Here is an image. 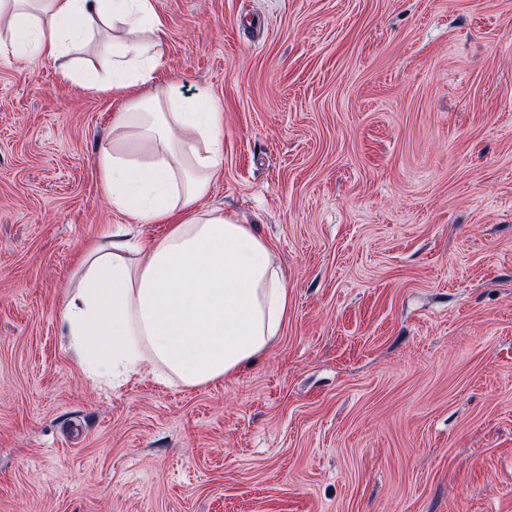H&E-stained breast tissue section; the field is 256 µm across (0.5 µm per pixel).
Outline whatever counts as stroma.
<instances>
[{
	"label": "stroma",
	"mask_w": 512,
	"mask_h": 512,
	"mask_svg": "<svg viewBox=\"0 0 512 512\" xmlns=\"http://www.w3.org/2000/svg\"><path fill=\"white\" fill-rule=\"evenodd\" d=\"M224 114L202 201L288 277L255 364L91 378L62 324L130 218L125 98L0 56V512H512V0H152Z\"/></svg>",
	"instance_id": "obj_1"
}]
</instances>
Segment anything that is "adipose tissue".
Here are the masks:
<instances>
[{
    "mask_svg": "<svg viewBox=\"0 0 512 512\" xmlns=\"http://www.w3.org/2000/svg\"><path fill=\"white\" fill-rule=\"evenodd\" d=\"M0 53L56 63L59 75L125 97L100 144L113 225L78 262L63 322L83 369L112 384L151 360L158 382L198 388L263 354L288 315V279L250 225L201 207L224 154V114L158 82L163 40L151 0H0ZM95 41L102 69L79 67ZM139 224H164L146 239Z\"/></svg>",
    "mask_w": 512,
    "mask_h": 512,
    "instance_id": "obj_1",
    "label": "adipose tissue"
}]
</instances>
